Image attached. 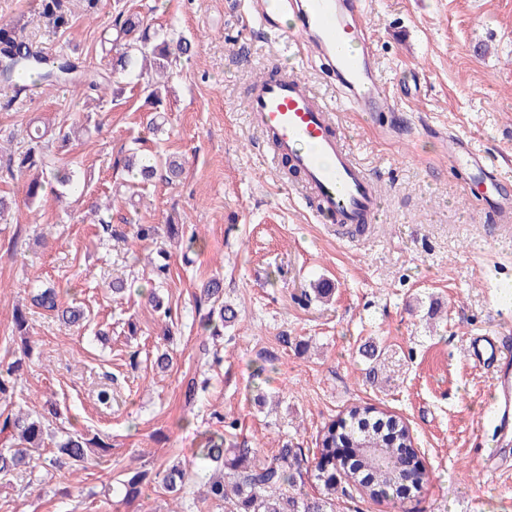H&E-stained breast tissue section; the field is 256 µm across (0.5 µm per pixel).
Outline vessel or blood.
I'll list each match as a JSON object with an SVG mask.
<instances>
[{"label": "vessel or blood", "instance_id": "b4317fda", "mask_svg": "<svg viewBox=\"0 0 512 512\" xmlns=\"http://www.w3.org/2000/svg\"><path fill=\"white\" fill-rule=\"evenodd\" d=\"M302 17L287 41L295 54L322 57L344 92L348 105L364 117L388 112L394 105L373 67V50L362 26L357 0H294ZM269 148L271 162L288 161L312 195L317 215L337 227L365 233L379 211L380 195L368 168L345 144L336 115L308 80L294 70L263 75L247 101ZM466 166L483 172L489 161L459 136L448 138V168ZM469 355L491 381L492 418L497 446L484 464L512 456V334L492 331L471 337Z\"/></svg>", "mask_w": 512, "mask_h": 512}]
</instances>
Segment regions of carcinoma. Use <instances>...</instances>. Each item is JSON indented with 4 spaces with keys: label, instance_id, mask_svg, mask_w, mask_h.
I'll return each instance as SVG.
<instances>
[{
    "label": "carcinoma",
    "instance_id": "cac0c4a2",
    "mask_svg": "<svg viewBox=\"0 0 512 512\" xmlns=\"http://www.w3.org/2000/svg\"><path fill=\"white\" fill-rule=\"evenodd\" d=\"M71 0H38L40 16L55 30L66 29L71 22ZM115 37L101 41V50L112 54L110 71L89 68L67 53L48 54L33 46L24 27L11 21H0V81L10 84L16 93L34 85L67 87L85 97L105 92L112 85V76L133 74L143 84L147 98L159 97V87L150 81V73L159 75L180 63L189 54L191 45L178 41L176 47L144 23L140 15L118 12L112 20ZM46 132L28 133V148L10 158L7 170L11 177L22 176L45 167ZM132 176L147 183L158 175L160 164L166 165L164 178L173 179L182 173V164L175 159L161 160L151 153L132 152L117 159ZM30 304L56 312L68 325L83 319V311L64 307L60 290L48 281H38L28 287ZM199 304L209 306L205 319L215 318L226 325L237 320V311L224 302L220 279L207 281ZM22 361H0V400L14 394L20 379ZM58 416L56 407L47 413L10 411L0 414V475L6 477L29 463L31 453L44 447L46 415ZM318 444L321 459L314 468L306 465L302 449L283 445L270 461L259 458L253 448L224 447V434L206 438L200 454L211 463L224 466V480L205 484L204 497L222 501L229 512H332L338 496L346 495L347 487L358 486L372 499L403 501L410 491L418 490L429 481V473L414 448L408 424L401 418L378 410L372 405H354L343 423H331L320 433ZM92 447L107 444L82 433H69L58 444L59 454L47 459V466H83L89 461ZM349 448L353 461L336 464V449ZM146 474L136 472L122 483L124 499L141 493ZM311 480L319 496L310 497L301 491L305 480Z\"/></svg>",
    "mask_w": 512,
    "mask_h": 512
}]
</instances>
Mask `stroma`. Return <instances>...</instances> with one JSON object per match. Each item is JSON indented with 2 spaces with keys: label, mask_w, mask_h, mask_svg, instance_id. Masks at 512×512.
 <instances>
[{
  "label": "stroma",
  "mask_w": 512,
  "mask_h": 512,
  "mask_svg": "<svg viewBox=\"0 0 512 512\" xmlns=\"http://www.w3.org/2000/svg\"><path fill=\"white\" fill-rule=\"evenodd\" d=\"M358 2L375 70L409 120L390 137L340 102L318 57L301 61L279 36L248 24V0H105L93 17L76 0L59 32L44 28L37 0H0V17L19 21L43 51L98 69L110 66L100 36L121 10L192 44L156 109L127 78L120 94L102 98L37 88L17 100L0 84V105H9L0 108V166L25 150L31 123L90 131L46 157L48 168L76 170L83 193L49 190L31 202L25 178L0 174V196L11 203L0 217V359L22 355L15 311L32 342L0 411L62 409L39 456L0 479V512H225L202 495L212 466L199 449L219 430L216 414L238 423L223 430L226 441L247 442L265 459L286 444L314 465L319 431L358 403L395 413L412 430L430 480L407 499L411 512H512V473L480 466L496 428L487 376L466 352L468 337L512 329V227L480 200L493 180L512 184V0ZM277 66L311 82L377 175L383 208L366 239L319 222L263 156L246 93ZM155 110L163 117L156 132L148 127ZM448 132L490 157L483 179L449 173ZM134 146L176 157L182 176L154 180L132 198L115 160ZM106 203L110 235L91 212ZM141 224L156 225L157 235L137 238ZM161 249L170 271L154 288L148 260ZM116 274L132 283L119 300L110 288ZM215 277L239 318L213 338L197 300ZM321 278L336 287L325 305L304 297ZM37 279L54 281L63 302L84 311L82 326L30 306L25 288ZM203 342L220 364L206 362ZM164 352L172 364L163 371L155 360ZM191 379L209 386L189 402ZM75 430L99 436L107 450L83 469L46 466ZM177 461L187 480L171 492L163 476ZM136 471L148 482L123 500L117 488Z\"/></svg>",
  "instance_id": "obj_1"
}]
</instances>
